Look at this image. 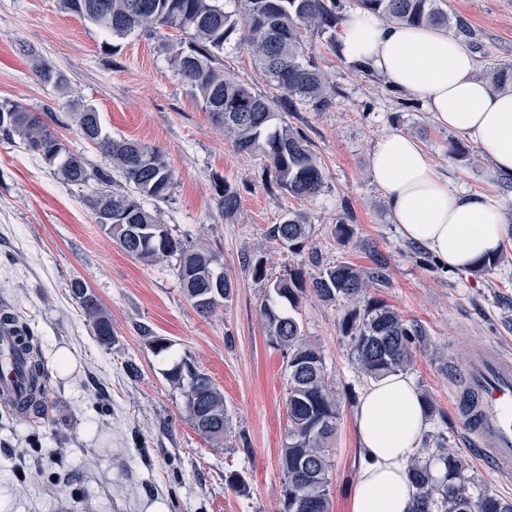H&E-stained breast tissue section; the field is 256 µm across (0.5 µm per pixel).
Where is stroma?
I'll return each mask as SVG.
<instances>
[{
  "instance_id": "1",
  "label": "stroma",
  "mask_w": 512,
  "mask_h": 512,
  "mask_svg": "<svg viewBox=\"0 0 512 512\" xmlns=\"http://www.w3.org/2000/svg\"><path fill=\"white\" fill-rule=\"evenodd\" d=\"M479 37V67L512 63V0H446ZM103 32L64 13L58 0H0V101L47 113L66 148L89 166L102 159L79 134L74 103L94 107L105 133L161 149L175 174L170 200L153 203L161 223L187 246L218 256L235 283L230 301L200 315L176 277L177 260L153 265L128 256L95 224L86 188L69 184L17 143L0 141V306L23 316L41 345L49 389L44 416L13 418L0 411V512H278L283 476L280 448L287 430L288 370L267 340L260 317L266 283L294 273L309 280L345 261L388 265L389 281L371 288L421 334L408 374L436 412L421 439V459L437 442L465 457L471 489L512 497V482L465 444L452 387L472 348L512 350V242L485 271H452L402 237L370 172V154L385 133L417 138L447 171L454 188L506 203L512 225V178L465 136L437 125L427 103L368 76L342 57L338 41L314 35L307 50L336 87L331 106H302L281 120L308 136L324 171L318 196L297 200L268 189L266 163L239 154L189 94L155 43L135 35L104 49ZM61 70L69 86L34 78L30 53ZM459 145L464 157L453 156ZM239 190L240 207L224 218L214 184ZM291 210L307 214L311 248L289 250L267 229ZM352 213L350 242L335 227ZM265 262L266 280L243 268ZM82 279L112 318L115 340L100 347L69 292ZM343 303L304 295L297 316L321 351L333 379L340 420L331 448V512H349L359 462L354 409L369 386L340 332ZM165 337L158 354L143 329ZM206 372L224 393L229 436L212 447L193 428L184 393L165 372L179 360ZM241 474L245 493L225 474Z\"/></svg>"
}]
</instances>
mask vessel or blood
Here are the masks:
<instances>
[{
    "label": "vessel or blood",
    "mask_w": 512,
    "mask_h": 512,
    "mask_svg": "<svg viewBox=\"0 0 512 512\" xmlns=\"http://www.w3.org/2000/svg\"><path fill=\"white\" fill-rule=\"evenodd\" d=\"M455 396L469 443L503 476L512 478V352L495 346L473 350ZM23 394L21 374L0 361V396Z\"/></svg>",
    "instance_id": "obj_1"
}]
</instances>
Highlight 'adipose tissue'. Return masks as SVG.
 <instances>
[{
	"label": "adipose tissue",
	"mask_w": 512,
	"mask_h": 512,
	"mask_svg": "<svg viewBox=\"0 0 512 512\" xmlns=\"http://www.w3.org/2000/svg\"><path fill=\"white\" fill-rule=\"evenodd\" d=\"M340 46L349 63L367 65L392 86L426 100L438 125L465 136L491 157L499 174L512 176V89L498 91L478 78L475 55L455 37L355 9L342 22ZM370 170L402 236L445 268L471 269L499 254L512 236L499 199L454 189L410 135L380 138ZM354 418L360 463L351 512H412L409 464L428 424L413 381L395 373L370 384Z\"/></svg>",
	"instance_id": "1"
}]
</instances>
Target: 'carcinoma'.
Returning <instances> with one entry per match:
<instances>
[{
  "mask_svg": "<svg viewBox=\"0 0 512 512\" xmlns=\"http://www.w3.org/2000/svg\"><path fill=\"white\" fill-rule=\"evenodd\" d=\"M238 9L227 10L221 0H60L67 13L88 21L114 40L138 34L156 43L188 92L210 113L235 149L267 160L265 183L296 199L317 196L324 174L307 135L286 123L276 124L277 113L291 112L300 104L323 110L333 91L326 73L306 53L305 34L330 33L343 20L337 0H233ZM357 5L387 22L445 27L463 44L478 48L469 20L440 7V0H356ZM246 43L253 63L275 94L253 91L224 71V49L232 40ZM32 71L44 86L62 88L69 78L38 57ZM490 85L512 88V64L491 67ZM80 135L92 143L104 165L90 168L80 154L70 152L56 136L43 112H30L5 100L0 103V138L18 140L25 149L56 167L64 181L91 188L86 198L95 223L112 236L128 256L146 264L177 257V276L187 299L202 314L212 313L231 299L234 282L216 270L215 254L187 247L167 225L144 207L143 201L166 202L175 185L174 173L162 153L135 140L114 139L103 132L99 112L91 106L76 113ZM126 190L109 187L116 179ZM217 205L224 218L234 217L240 205L236 188L215 184ZM311 225L297 211L286 213L272 225L267 237L290 249L310 239ZM388 280L378 262L365 272L341 262L323 269L306 282L288 274L266 289L260 316L269 342L287 361L285 401L288 428L280 450L283 475L279 512H330L332 495L329 445L340 418L333 380L321 351L303 332L295 316L300 294L311 292L323 302H350L340 327L349 339L351 355L360 373L376 380L405 371L414 362L417 327L394 309L370 295L371 285ZM70 292L89 320L94 336L104 347L113 342L112 321L94 292L81 280ZM11 324L24 346L29 368L27 411L43 410L47 373L38 342L20 315L0 308V324ZM183 389L194 429L210 444L221 446L229 430L224 394L210 376L181 360L166 372ZM443 476L430 464L414 458L409 472L416 487L414 512H512V498L484 490L470 492L466 463L457 452L439 447Z\"/></svg>",
  "mask_w": 512,
  "mask_h": 512,
  "instance_id": "obj_1",
  "label": "carcinoma"
}]
</instances>
